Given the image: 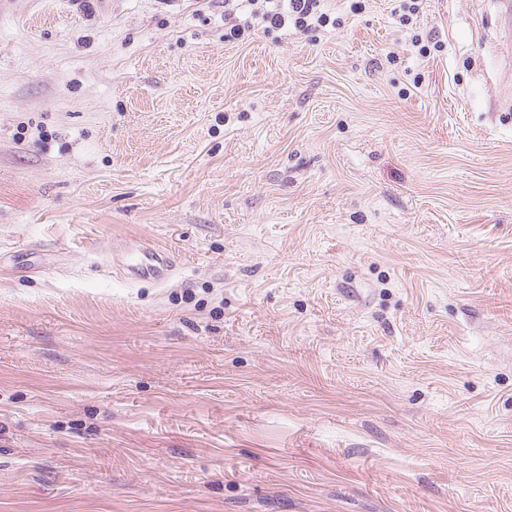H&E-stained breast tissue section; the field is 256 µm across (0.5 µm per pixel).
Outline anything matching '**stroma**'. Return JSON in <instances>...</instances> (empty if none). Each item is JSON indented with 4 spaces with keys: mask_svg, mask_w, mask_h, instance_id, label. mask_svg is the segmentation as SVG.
<instances>
[{
    "mask_svg": "<svg viewBox=\"0 0 512 512\" xmlns=\"http://www.w3.org/2000/svg\"><path fill=\"white\" fill-rule=\"evenodd\" d=\"M322 7L0 0V512H512L495 0ZM258 14L269 27L280 28L291 22L298 29L323 28L330 23V16L321 9L322 0H261ZM172 268L173 260L168 254L144 247L141 258L128 271L143 278L163 279Z\"/></svg>",
    "mask_w": 512,
    "mask_h": 512,
    "instance_id": "obj_1",
    "label": "stroma"
}]
</instances>
